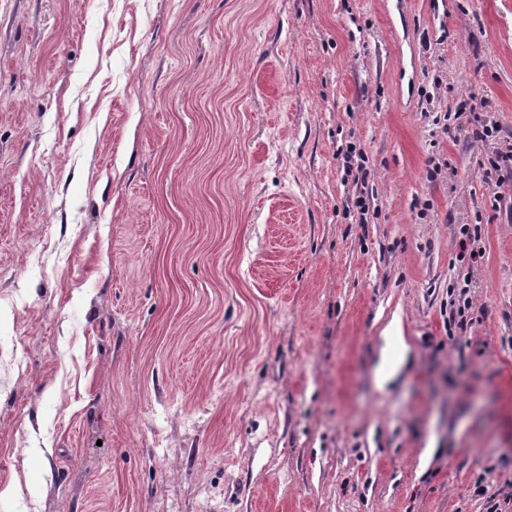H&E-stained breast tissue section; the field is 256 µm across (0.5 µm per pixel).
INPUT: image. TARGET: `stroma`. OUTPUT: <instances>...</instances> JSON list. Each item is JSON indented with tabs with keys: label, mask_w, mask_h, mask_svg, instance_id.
I'll return each instance as SVG.
<instances>
[{
	"label": "stroma",
	"mask_w": 512,
	"mask_h": 512,
	"mask_svg": "<svg viewBox=\"0 0 512 512\" xmlns=\"http://www.w3.org/2000/svg\"><path fill=\"white\" fill-rule=\"evenodd\" d=\"M511 141L512 0H0V512H512ZM491 169L495 172V188L504 186L512 188V144L499 148L493 158L489 159Z\"/></svg>",
	"instance_id": "1"
}]
</instances>
